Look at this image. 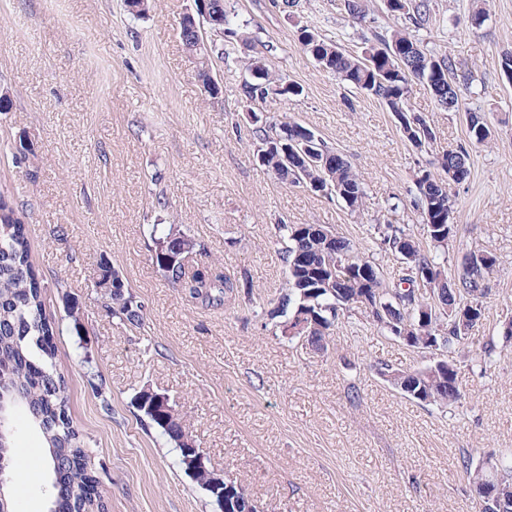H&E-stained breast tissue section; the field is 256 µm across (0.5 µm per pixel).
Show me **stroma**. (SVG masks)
<instances>
[{"label": "stroma", "instance_id": "stroma-1", "mask_svg": "<svg viewBox=\"0 0 512 512\" xmlns=\"http://www.w3.org/2000/svg\"><path fill=\"white\" fill-rule=\"evenodd\" d=\"M133 17L126 0H0V190L27 214L31 263L46 312L60 326L56 362L70 413L89 448L106 512H215L208 493L178 466L174 445L145 430L141 390L167 394L209 469L226 472L267 512H474L460 458L512 456V0H430L420 44L473 74L466 109L482 112L492 137L470 143L464 111L440 108L421 83L411 105L432 126L414 148L393 113L322 71L298 42L307 27L347 50L398 26L384 0H362L353 23L344 0H225L269 65L301 95L245 106L244 72L214 61L220 92H204L180 39L195 0H149ZM482 11L485 21L472 16ZM292 120L352 164L365 189L360 211L337 197L283 184L256 163L258 131ZM32 152L16 163L15 144ZM470 174L453 185L457 236L448 272L465 255L497 258L485 318L454 354L458 403L444 408L403 396L374 365L429 364L377 327L345 318L312 350L281 336L273 314L287 291L281 224H317L377 264L385 285L400 263L381 251L378 224L405 226L431 249L415 175L458 146ZM174 224L239 281L221 305L186 298L155 263L153 225ZM109 262L146 312L142 328L104 306L91 279ZM78 307L79 321L69 316ZM496 349L488 366L477 353ZM105 397H98V389ZM14 512H46L55 492L47 451L15 418Z\"/></svg>", "mask_w": 512, "mask_h": 512}]
</instances>
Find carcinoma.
Returning a JSON list of instances; mask_svg holds the SVG:
<instances>
[{
  "instance_id": "obj_1",
  "label": "carcinoma",
  "mask_w": 512,
  "mask_h": 512,
  "mask_svg": "<svg viewBox=\"0 0 512 512\" xmlns=\"http://www.w3.org/2000/svg\"><path fill=\"white\" fill-rule=\"evenodd\" d=\"M385 6L415 27L425 26L432 19L430 0H385ZM209 7L212 18L219 23L210 29L224 37L221 58L227 63L239 62L237 31L230 27L224 0H209ZM180 37L190 53L204 40L201 27L189 18L180 23ZM374 39L375 42L367 45L361 54L353 55L308 29L300 35L303 49L320 68L385 104L394 113L410 144L416 148L431 145L435 139L433 128L409 104L412 80L422 82L438 105L446 108L450 94L457 105L463 104L471 93L472 76L458 73L450 58L425 51L406 27L378 33ZM244 67L250 75L243 88L249 104L267 101L274 88L282 94L298 95L301 92L296 84H283L282 77L270 68L261 54L250 57ZM466 123L470 142L482 144L491 137V130L481 113L466 111ZM308 132V128L294 121H283L260 137L256 155L262 156V167L283 182L302 181L312 191L334 178L351 196L346 206L352 211L359 209L363 205L364 187L358 174L347 159L318 137L310 138L307 150L283 154V137L303 138ZM438 164L442 173L457 170L465 177L469 175L468 152L463 148L444 153ZM416 187L427 225L431 224L430 209L435 202L453 205L452 186L441 173L419 171ZM23 218L24 212L0 191V379H7L14 385L19 395V410L28 412V425L42 435L48 448V468L54 474L55 484L67 497V512H102L104 506L99 500L85 495L86 487L96 483V479L80 463L88 449L69 415L68 383L57 369L53 346L47 342L55 334L56 325L45 311L44 285L30 262ZM278 232L287 239L284 259L288 267V292L281 297L278 306V316L284 318L280 322L283 336L287 335L295 315L306 310L315 314L314 321L307 327V342L317 350L323 348V342L336 322L353 315H359L389 333L394 328L404 327L417 341L420 339L418 308L429 301L432 292L454 309L458 302L467 300L475 311L474 320L465 332L453 324L450 316L446 317L442 333L429 330L434 335L436 350L451 354L468 340L469 332L484 317L486 281L491 270L474 255L462 265L454 287L450 288L444 268L446 253L433 254L423 249L405 228L398 225H375L380 248L405 256V262L412 270H426L430 285L427 289L418 283L412 271L405 273L393 287L381 289L380 301L389 302L387 311L381 314L362 304L360 297L373 292L371 284L363 278H353L348 298L340 289L321 287L316 282V274H330L327 264L334 265L338 260L351 267H376L375 263L359 256L348 239L338 236L328 244L313 224H280ZM427 233L434 248L445 250L456 236V227L453 223L444 229L429 227ZM183 246V252L173 258L156 253V265L168 283L194 300L216 305L223 303L225 296L238 291V281L224 274V270L214 263L203 262L188 267V259L200 253V245L193 237L183 235ZM95 277L110 282L105 300L112 314L133 327L143 325V306L133 300L120 273L104 262L99 265ZM377 371L381 376L396 373L397 379L392 385L404 383L407 387L405 394L418 401L424 396L434 404L449 406L460 397L457 365L447 359L434 372L429 365L393 370L383 363ZM139 408L146 417L147 426L159 430L174 447H179L181 440L188 438L178 408L157 407L149 398L140 402ZM63 459L73 460V465L56 468V462ZM461 465L472 490L479 494L478 512H487L485 498L489 495L499 500L506 512H512V461L502 463L501 473L495 478L488 477L483 466L473 465L468 456L463 457Z\"/></svg>"
}]
</instances>
